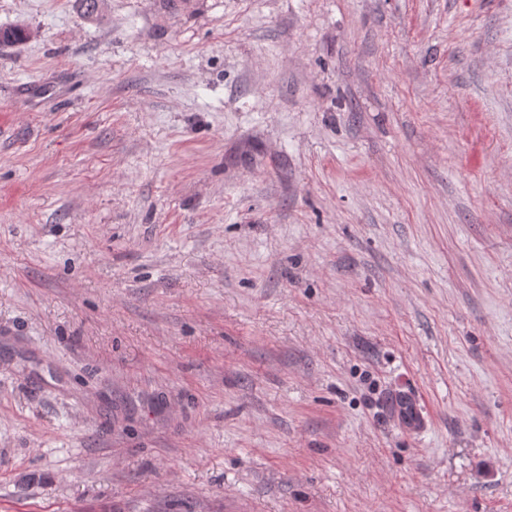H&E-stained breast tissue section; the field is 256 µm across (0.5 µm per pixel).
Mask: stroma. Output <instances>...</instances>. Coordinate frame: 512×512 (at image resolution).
Returning a JSON list of instances; mask_svg holds the SVG:
<instances>
[{"label":"stroma","instance_id":"35a3bbf8","mask_svg":"<svg viewBox=\"0 0 512 512\" xmlns=\"http://www.w3.org/2000/svg\"><path fill=\"white\" fill-rule=\"evenodd\" d=\"M1 27L0 512H512V0Z\"/></svg>","mask_w":512,"mask_h":512}]
</instances>
